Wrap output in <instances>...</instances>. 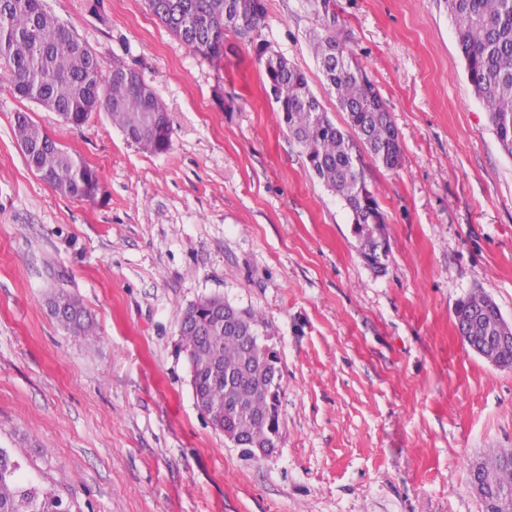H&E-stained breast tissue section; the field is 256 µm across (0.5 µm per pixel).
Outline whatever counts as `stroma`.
Returning a JSON list of instances; mask_svg holds the SVG:
<instances>
[{
	"mask_svg": "<svg viewBox=\"0 0 512 512\" xmlns=\"http://www.w3.org/2000/svg\"><path fill=\"white\" fill-rule=\"evenodd\" d=\"M259 33L329 118L308 0H263ZM103 63L162 100L173 146L150 154L110 118L71 127L0 65V448L72 512H483L472 466L512 450V369L463 343L456 303L489 295L512 323V157L474 94L444 0H336V38L379 90L402 165L364 157L385 222L379 266L308 170L254 45L193 55L145 0H44ZM28 112L96 168L66 197L27 166ZM65 290L98 332L53 318ZM218 296L260 313L281 358V448L253 459L197 408L181 313Z\"/></svg>",
	"mask_w": 512,
	"mask_h": 512,
	"instance_id": "obj_1",
	"label": "stroma"
}]
</instances>
